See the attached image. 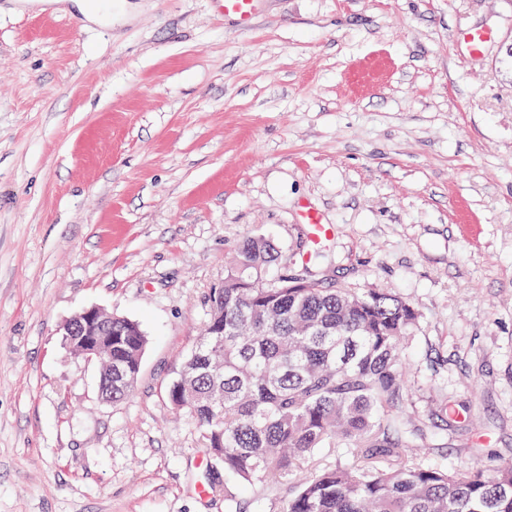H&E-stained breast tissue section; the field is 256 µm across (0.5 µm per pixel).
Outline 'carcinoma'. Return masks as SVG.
<instances>
[{
	"instance_id": "1",
	"label": "carcinoma",
	"mask_w": 512,
	"mask_h": 512,
	"mask_svg": "<svg viewBox=\"0 0 512 512\" xmlns=\"http://www.w3.org/2000/svg\"><path fill=\"white\" fill-rule=\"evenodd\" d=\"M275 246L238 247L224 288L207 298L204 335L170 385L224 477L244 485L271 473L286 483L285 512H512V461L457 474L408 454L413 433L394 413L407 391L400 342L419 313L374 290L328 288L308 269L276 282ZM112 401L125 399L147 336L112 318ZM322 448L345 460L303 475Z\"/></svg>"
}]
</instances>
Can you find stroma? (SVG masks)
<instances>
[{"label":"stroma","mask_w":512,"mask_h":512,"mask_svg":"<svg viewBox=\"0 0 512 512\" xmlns=\"http://www.w3.org/2000/svg\"><path fill=\"white\" fill-rule=\"evenodd\" d=\"M250 237L268 279L308 258L418 310L422 464L512 461V0H257L248 32L216 0H0V512H283L169 399ZM90 307L147 336L118 403L61 343ZM458 39L466 45L470 55L479 56L484 53L491 36L482 28L467 27L461 29Z\"/></svg>","instance_id":"obj_1"}]
</instances>
